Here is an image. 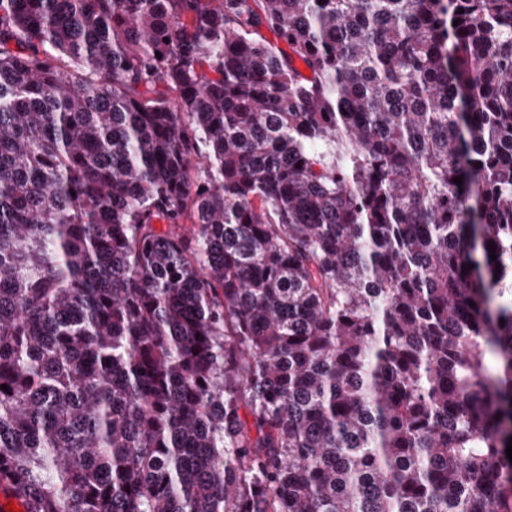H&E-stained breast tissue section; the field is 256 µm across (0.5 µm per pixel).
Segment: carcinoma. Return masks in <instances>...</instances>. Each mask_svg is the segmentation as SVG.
<instances>
[{"mask_svg": "<svg viewBox=\"0 0 512 512\" xmlns=\"http://www.w3.org/2000/svg\"><path fill=\"white\" fill-rule=\"evenodd\" d=\"M511 439L512 0H0L8 489L512 512Z\"/></svg>", "mask_w": 512, "mask_h": 512, "instance_id": "1", "label": "carcinoma"}]
</instances>
